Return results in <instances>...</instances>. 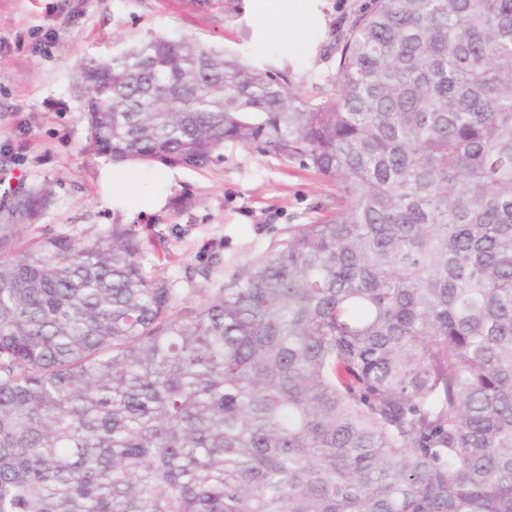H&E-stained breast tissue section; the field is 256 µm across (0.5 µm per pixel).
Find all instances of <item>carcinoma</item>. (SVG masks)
<instances>
[{"instance_id":"obj_1","label":"carcinoma","mask_w":512,"mask_h":512,"mask_svg":"<svg viewBox=\"0 0 512 512\" xmlns=\"http://www.w3.org/2000/svg\"><path fill=\"white\" fill-rule=\"evenodd\" d=\"M87 148L234 141L336 207L188 306L136 230L0 204V512H512V0H370L334 90L191 39L79 64Z\"/></svg>"}]
</instances>
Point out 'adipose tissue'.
Masks as SVG:
<instances>
[{
	"label": "adipose tissue",
	"instance_id": "obj_1",
	"mask_svg": "<svg viewBox=\"0 0 512 512\" xmlns=\"http://www.w3.org/2000/svg\"><path fill=\"white\" fill-rule=\"evenodd\" d=\"M251 9L266 33L291 40L321 22L315 0H251Z\"/></svg>",
	"mask_w": 512,
	"mask_h": 512
}]
</instances>
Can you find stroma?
Instances as JSON below:
<instances>
[{
  "label": "stroma",
  "instance_id": "obj_1",
  "mask_svg": "<svg viewBox=\"0 0 512 512\" xmlns=\"http://www.w3.org/2000/svg\"><path fill=\"white\" fill-rule=\"evenodd\" d=\"M366 0H319L321 28L294 41L267 38L247 0L206 11L187 0H0V195L8 181L52 187L54 200L24 230L91 237L113 224L139 232L148 273L196 302L334 208L336 189L316 173L228 141L206 166L128 164V192L161 198L130 214L100 181L105 157L86 149L87 123L74 84L78 64L154 37L187 38L280 71L302 97L321 98L337 48Z\"/></svg>",
  "mask_w": 512,
  "mask_h": 512
}]
</instances>
